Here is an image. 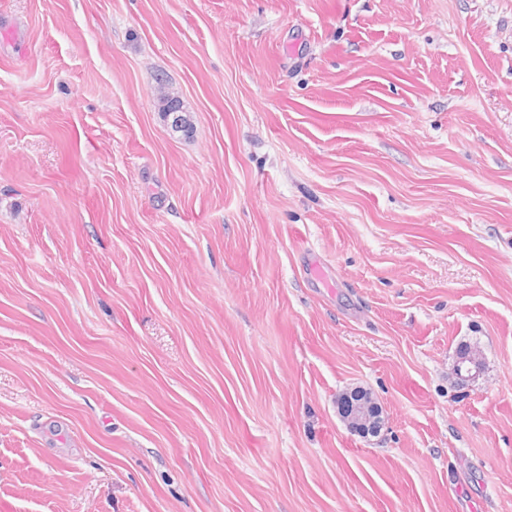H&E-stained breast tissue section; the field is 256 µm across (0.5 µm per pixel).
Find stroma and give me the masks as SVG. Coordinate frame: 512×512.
<instances>
[{
    "label": "stroma",
    "mask_w": 512,
    "mask_h": 512,
    "mask_svg": "<svg viewBox=\"0 0 512 512\" xmlns=\"http://www.w3.org/2000/svg\"><path fill=\"white\" fill-rule=\"evenodd\" d=\"M0 512H512V0H0ZM156 103L164 121L170 124L172 131L181 133L184 137L193 134V125L184 113L180 99L166 90L164 84L159 83L156 92ZM338 408L352 432L364 437L380 435L384 426L382 416L367 413L365 398H361L360 393L352 391L343 394L338 401Z\"/></svg>",
    "instance_id": "obj_1"
}]
</instances>
